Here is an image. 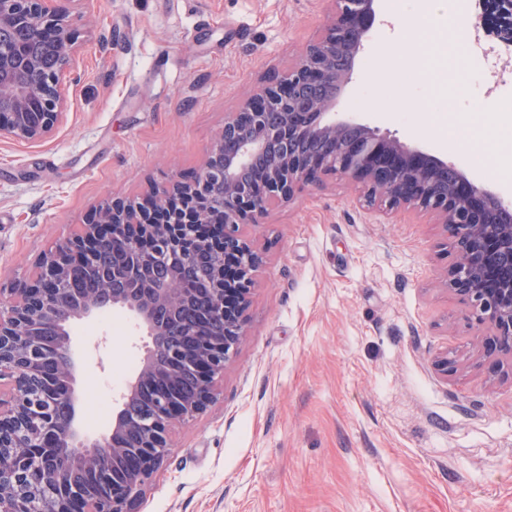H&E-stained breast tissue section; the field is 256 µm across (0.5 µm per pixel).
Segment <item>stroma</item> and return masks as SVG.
Listing matches in <instances>:
<instances>
[{
  "label": "stroma",
  "instance_id": "stroma-1",
  "mask_svg": "<svg viewBox=\"0 0 512 512\" xmlns=\"http://www.w3.org/2000/svg\"><path fill=\"white\" fill-rule=\"evenodd\" d=\"M330 0H70L79 63L68 116L39 143L0 139V287L87 223L102 201L198 168L254 90L331 21ZM343 93L357 121L464 168L512 201V169L474 152L512 125L469 91L464 39L478 0L431 19L433 62L394 55L426 0L389 17ZM359 186L329 175L272 207L244 234L265 263L248 335L217 397L177 425L166 467L137 512H512V364L489 370L479 329L440 284L452 262L429 217L385 219ZM78 320L86 364L77 417L95 435L98 385L138 369V333Z\"/></svg>",
  "mask_w": 512,
  "mask_h": 512
}]
</instances>
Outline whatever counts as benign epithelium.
Wrapping results in <instances>:
<instances>
[{
  "label": "benign epithelium",
  "instance_id": "benign-epithelium-1",
  "mask_svg": "<svg viewBox=\"0 0 512 512\" xmlns=\"http://www.w3.org/2000/svg\"><path fill=\"white\" fill-rule=\"evenodd\" d=\"M70 0H0V28L20 22L35 37L52 27L60 37L54 75L32 64L18 67L0 48V96H10L0 116V138L39 142L51 137L67 116V84L78 39L64 4ZM334 18L324 33L304 45L280 79L261 87L237 111L224 113V127L197 174L151 187L138 201L114 198L54 250L42 255L35 273L3 297L0 289V471L15 487H0V512H27L31 492L46 496L45 512H135L144 489L168 461L170 432L177 422L203 415L217 395L226 364L237 353L249 323L255 276L262 253L242 228L256 225L271 205L291 200L306 185L328 175L352 179L363 202L390 215L412 212L442 225L453 261L443 285L490 331L483 356L512 358V203L471 181L455 164L382 135L350 116L335 117L355 61L376 22L375 0H331ZM503 22L512 39V0H481ZM221 163L220 187L209 194L210 224L190 213L189 199L205 192ZM120 248L125 261L112 268L80 303H71L67 275L81 264L91 275L98 253ZM214 265V288L198 307L203 320L224 323L221 336L199 335L187 349H173L168 371L174 381L191 375L192 390L160 398L155 413H133L141 389L158 373L163 336L181 334L178 312L189 305L181 288L185 272L200 256ZM121 308L142 335L139 368L113 398L112 434L91 439L76 420V372L81 366L70 323ZM60 360L65 388L59 413L45 416L29 444L18 437L31 406L26 390L39 375L36 352ZM131 429L133 447L117 444ZM130 455L138 467L121 476L106 472L100 448ZM104 480V491L79 490L56 468V453Z\"/></svg>",
  "mask_w": 512,
  "mask_h": 512
}]
</instances>
